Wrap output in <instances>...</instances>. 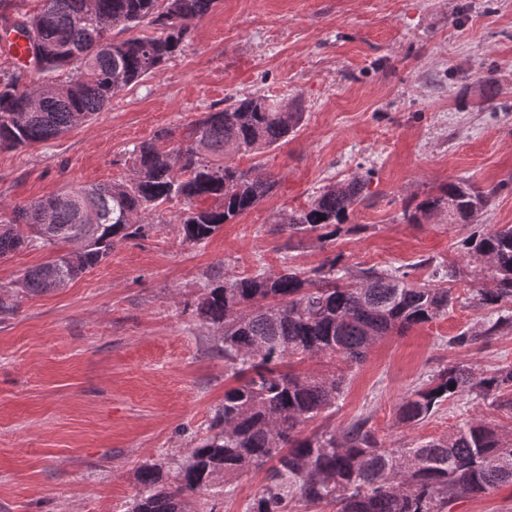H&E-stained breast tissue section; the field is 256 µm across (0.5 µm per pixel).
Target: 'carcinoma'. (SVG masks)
<instances>
[{"mask_svg": "<svg viewBox=\"0 0 512 512\" xmlns=\"http://www.w3.org/2000/svg\"><path fill=\"white\" fill-rule=\"evenodd\" d=\"M218 0H42L21 12L16 0H0V25L32 33L27 64L0 55V150L43 144L86 124L125 88L155 74L181 53L192 24ZM148 21L154 37L115 39L114 28ZM36 77L22 84L23 72ZM301 99L289 109L267 96L236 98L207 112L167 148L171 133L132 151V177L90 187H69L12 207L0 224V258L31 247L70 243L76 249L28 270L12 301L0 298V315L19 298L55 291L98 266L112 248L144 233L139 217L164 204H183V240L202 243L223 225L255 208L276 186L232 162L286 140L303 120ZM369 179L355 176L330 185L306 209L288 215L281 231L335 240L350 213L367 198ZM211 200L207 207L200 200ZM488 194L450 183L405 212L409 221L446 213L452 224L471 223ZM466 272L483 287L473 294L499 311L488 327L452 338L476 345L512 327V225L473 235L465 244ZM452 289L417 284L398 270L358 272L328 257L309 272L286 267L254 276L215 278L196 304V316L220 330L224 367L238 384L224 392L206 436L172 477L156 464L139 470L130 512H190L192 499L216 478L268 466L265 483L247 512H293L292 504L330 505L335 512H451L458 500L512 485V429L483 418L468 421L445 439L386 448L358 422L338 434L306 424L332 412L344 376L284 371L280 366L313 356L361 364L381 338L404 333L448 312ZM512 387V364L491 374L448 365L402 401L398 421L415 425L441 402L465 392L496 409Z\"/></svg>", "mask_w": 512, "mask_h": 512, "instance_id": "cac0c4a2", "label": "carcinoma"}]
</instances>
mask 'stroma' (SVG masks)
Masks as SVG:
<instances>
[{
  "instance_id": "1",
  "label": "stroma",
  "mask_w": 512,
  "mask_h": 512,
  "mask_svg": "<svg viewBox=\"0 0 512 512\" xmlns=\"http://www.w3.org/2000/svg\"><path fill=\"white\" fill-rule=\"evenodd\" d=\"M268 95L304 120L261 164L277 180L258 206L193 244L179 206L146 213L145 236L66 288L23 299L0 317V512H126L138 471L175 472L207 433L224 391L219 333L194 305L216 275L301 271L342 255L353 270L401 269L425 283L462 263L474 232L512 225V0H219L188 48L129 86L95 120L61 138L0 151V212L70 186L131 175V152L160 130L182 134L229 97ZM369 175V195L336 240L289 238L280 222L324 187ZM466 181L498 192L473 223L414 224L410 201ZM68 245L0 260V296ZM432 322L377 342L348 373L329 428L366 420L389 448L448 437L476 417L512 413L460 396L405 426L408 392L451 363L488 372L512 363V329L449 345L495 318L467 281ZM264 482L250 470L217 479L195 512H245Z\"/></svg>"
}]
</instances>
